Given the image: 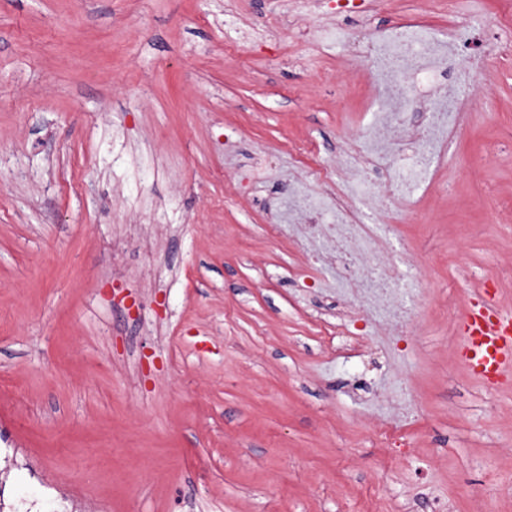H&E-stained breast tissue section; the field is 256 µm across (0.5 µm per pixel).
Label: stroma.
Wrapping results in <instances>:
<instances>
[{
	"instance_id": "1",
	"label": "stroma",
	"mask_w": 512,
	"mask_h": 512,
	"mask_svg": "<svg viewBox=\"0 0 512 512\" xmlns=\"http://www.w3.org/2000/svg\"><path fill=\"white\" fill-rule=\"evenodd\" d=\"M499 7L0 0V512H512V373L459 334L478 290L512 310V58L460 81V32L468 119L406 195L365 171L347 259L309 263L294 206L325 226L350 190L315 170L372 120L355 45ZM404 79L412 143L437 88ZM366 262L405 326L350 288Z\"/></svg>"
}]
</instances>
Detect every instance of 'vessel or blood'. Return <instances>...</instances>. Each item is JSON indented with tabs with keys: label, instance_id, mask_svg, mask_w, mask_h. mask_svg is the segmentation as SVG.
<instances>
[{
	"label": "vessel or blood",
	"instance_id": "vessel-or-blood-1",
	"mask_svg": "<svg viewBox=\"0 0 512 512\" xmlns=\"http://www.w3.org/2000/svg\"><path fill=\"white\" fill-rule=\"evenodd\" d=\"M460 330L466 342L465 363L472 376L495 383L512 371L511 312L477 297L463 316Z\"/></svg>",
	"mask_w": 512,
	"mask_h": 512
}]
</instances>
